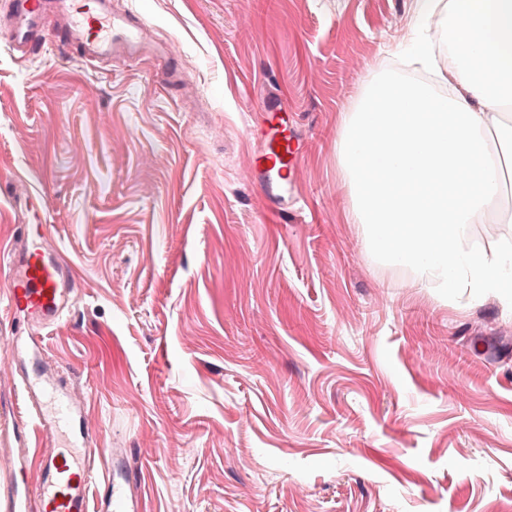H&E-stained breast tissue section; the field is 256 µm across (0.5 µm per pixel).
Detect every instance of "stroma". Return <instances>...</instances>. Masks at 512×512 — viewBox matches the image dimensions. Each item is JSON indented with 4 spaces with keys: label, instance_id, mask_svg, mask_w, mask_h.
Instances as JSON below:
<instances>
[{
    "label": "stroma",
    "instance_id": "obj_1",
    "mask_svg": "<svg viewBox=\"0 0 512 512\" xmlns=\"http://www.w3.org/2000/svg\"><path fill=\"white\" fill-rule=\"evenodd\" d=\"M182 55L88 64L0 34V250L39 217L81 301L43 333L98 461L143 512H512V293L422 288L374 253L338 113L400 49L414 0H119ZM273 95L304 146L268 215L251 126Z\"/></svg>",
    "mask_w": 512,
    "mask_h": 512
}]
</instances>
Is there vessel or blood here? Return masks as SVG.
<instances>
[{"mask_svg":"<svg viewBox=\"0 0 512 512\" xmlns=\"http://www.w3.org/2000/svg\"><path fill=\"white\" fill-rule=\"evenodd\" d=\"M50 16L81 61L151 58L164 63L166 82L181 79V59L173 46L152 41L149 21L115 0H0V30L6 31L12 51L24 55L35 51ZM256 134L261 148L252 164L268 177L264 190L275 213L287 212L288 184L299 154L278 99L269 100ZM78 288L72 267L52 243L50 225L34 234L20 228L9 252L6 307L28 332L10 338L21 397L0 401V446L14 451L8 460L11 479L0 491V512H142L132 493L138 473L124 454L113 453L105 473L94 474L85 406L59 382L36 335L75 308ZM38 432L52 437L57 450L35 451ZM31 463L38 471L32 485L20 478Z\"/></svg>","mask_w":512,"mask_h":512,"instance_id":"vessel-or-blood-1","label":"vessel or blood"}]
</instances>
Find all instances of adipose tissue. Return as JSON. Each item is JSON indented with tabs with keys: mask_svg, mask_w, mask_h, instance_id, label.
<instances>
[{
	"mask_svg": "<svg viewBox=\"0 0 512 512\" xmlns=\"http://www.w3.org/2000/svg\"><path fill=\"white\" fill-rule=\"evenodd\" d=\"M418 25L439 20L408 48L414 62L447 86L386 77L337 118L336 154L355 223L368 225L418 283L465 286L473 298L504 287L502 257L469 248L472 225L487 223L499 195V155H512V0H417Z\"/></svg>",
	"mask_w": 512,
	"mask_h": 512,
	"instance_id": "1",
	"label": "adipose tissue"
}]
</instances>
